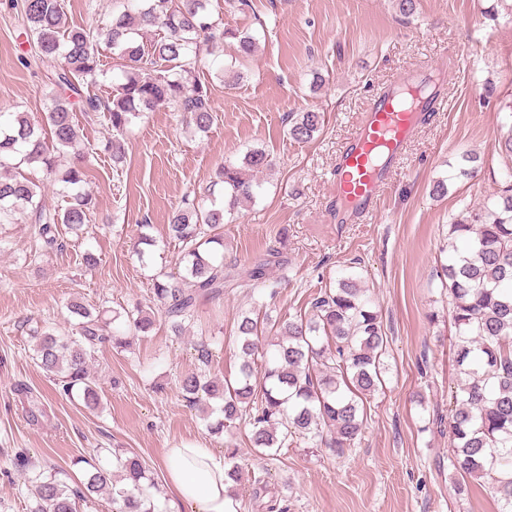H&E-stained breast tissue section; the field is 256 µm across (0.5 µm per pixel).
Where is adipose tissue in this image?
Returning <instances> with one entry per match:
<instances>
[{"instance_id":"adipose-tissue-1","label":"adipose tissue","mask_w":512,"mask_h":512,"mask_svg":"<svg viewBox=\"0 0 512 512\" xmlns=\"http://www.w3.org/2000/svg\"><path fill=\"white\" fill-rule=\"evenodd\" d=\"M162 469L169 489L193 512H229L224 460L208 448L167 449Z\"/></svg>"}]
</instances>
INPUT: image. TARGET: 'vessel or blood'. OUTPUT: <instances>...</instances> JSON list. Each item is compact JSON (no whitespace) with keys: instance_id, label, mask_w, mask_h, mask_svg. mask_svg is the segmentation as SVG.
Listing matches in <instances>:
<instances>
[{"instance_id":"b4317fda","label":"vessel or blood","mask_w":512,"mask_h":512,"mask_svg":"<svg viewBox=\"0 0 512 512\" xmlns=\"http://www.w3.org/2000/svg\"><path fill=\"white\" fill-rule=\"evenodd\" d=\"M438 82V76L409 72L380 92L336 164L332 195L346 219L375 209L419 122L418 111L425 105L419 93Z\"/></svg>"}]
</instances>
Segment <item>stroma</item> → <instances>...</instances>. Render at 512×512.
Here are the masks:
<instances>
[{
	"label": "stroma",
	"mask_w": 512,
	"mask_h": 512,
	"mask_svg": "<svg viewBox=\"0 0 512 512\" xmlns=\"http://www.w3.org/2000/svg\"><path fill=\"white\" fill-rule=\"evenodd\" d=\"M224 31L251 33V57L206 56L214 122L186 132L180 113L158 107L135 120L126 158L95 154L109 137L106 120L83 126L86 188L93 205L83 236L60 228L66 246L43 252L30 222L0 224V512H28L34 465L51 461L82 477L83 459L111 466L119 448L137 455L161 487L166 512H190L163 485L166 449L191 443L223 455L238 450L241 512H266L278 492L285 512H499L490 482L457 494L448 469L447 417L460 379L454 329L437 276L448 226L498 194L512 159L499 143L512 131V0H417L411 17L395 0H210ZM23 0H0V112L44 115L51 69L24 35ZM233 66L241 79L221 77ZM446 73L440 109L407 142L398 170L367 220L350 223L331 203L337 159L381 89L406 71ZM324 82L312 88L314 72ZM311 110L324 122L315 139L287 134L288 115ZM266 151L254 201L224 227V266L240 267L281 251L264 285L228 288L202 300L182 335L158 320L130 349L101 348L93 363L103 408L92 413L61 395L33 358L31 328L68 332L66 305L78 300L110 310L148 305L158 273L178 270L179 248L168 215L199 192L226 160ZM448 191L436 194L437 181ZM148 233L154 244L138 254ZM94 252L95 268L83 257ZM359 275L387 334L382 391L364 403V432L344 456L297 442L279 457L257 455L251 428L211 435L178 381L191 372L221 378L237 366L232 330L241 313L309 311L329 280ZM213 350L197 358L198 344ZM26 384L42 410L28 418L14 392ZM269 489L256 493L255 476Z\"/></svg>",
	"instance_id": "35a3bbf8"
}]
</instances>
